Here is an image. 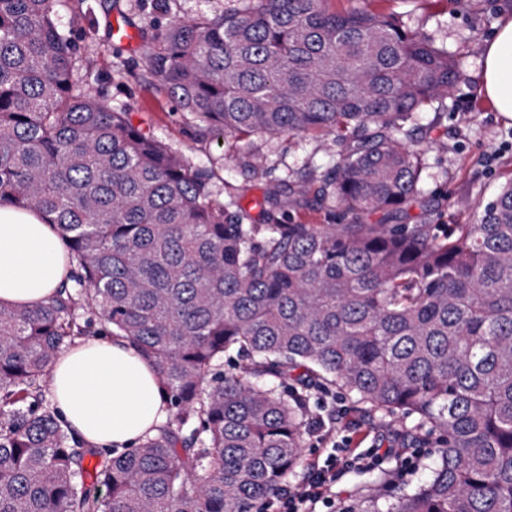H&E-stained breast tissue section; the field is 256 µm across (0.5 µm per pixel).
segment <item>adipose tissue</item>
I'll return each instance as SVG.
<instances>
[{"label": "adipose tissue", "mask_w": 512, "mask_h": 512, "mask_svg": "<svg viewBox=\"0 0 512 512\" xmlns=\"http://www.w3.org/2000/svg\"><path fill=\"white\" fill-rule=\"evenodd\" d=\"M483 57L482 93L512 117V20L486 42ZM69 269L51 225L35 214L0 208V306L48 302ZM50 380L65 420L97 448L130 447L169 414L151 364L123 338L79 340L58 358Z\"/></svg>", "instance_id": "obj_1"}]
</instances>
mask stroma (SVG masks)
Listing matches in <instances>:
<instances>
[{"label":"stroma","mask_w":512,"mask_h":512,"mask_svg":"<svg viewBox=\"0 0 512 512\" xmlns=\"http://www.w3.org/2000/svg\"><path fill=\"white\" fill-rule=\"evenodd\" d=\"M151 2L63 0L59 20L76 41L77 63L90 91L112 108L128 112L134 125L182 155L191 168L208 170L216 202L242 211L248 223H264L259 202L282 179L300 174L308 189L316 190L336 161L333 138L256 135L219 140L205 133L149 77L140 34L156 16ZM328 7L396 13L435 43L447 44L460 61L459 79L444 99L427 107L417 134L426 148L425 201L406 204L398 221L475 223L501 185L512 179V117L494 111L479 92L483 45L500 23L512 19V0H329ZM116 22L130 28L133 43L113 40ZM345 406L348 431L362 448L385 437L393 449L380 469L340 477L337 505L376 484L384 468L395 472L397 484L416 483L424 473V460L415 458L412 467H405V422L368 414L350 400Z\"/></svg>","instance_id":"stroma-1"}]
</instances>
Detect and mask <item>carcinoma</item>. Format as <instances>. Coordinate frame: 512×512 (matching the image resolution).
Masks as SVG:
<instances>
[{
	"mask_svg": "<svg viewBox=\"0 0 512 512\" xmlns=\"http://www.w3.org/2000/svg\"><path fill=\"white\" fill-rule=\"evenodd\" d=\"M62 0H0V206L45 217L78 272L47 303L0 306V512H253L299 464L307 392L337 387L438 448L427 475L343 512H512V181L475 224H392L422 198L406 139L460 61L393 14L234 0L151 25L147 73L209 134L332 135L314 193L339 224L267 222L91 95ZM380 215L374 224L366 215ZM100 328H95V325ZM84 336L128 339L170 406L92 482L47 399ZM248 360L241 372L224 358Z\"/></svg>",
	"mask_w": 512,
	"mask_h": 512,
	"instance_id": "obj_1",
	"label": "carcinoma"
}]
</instances>
